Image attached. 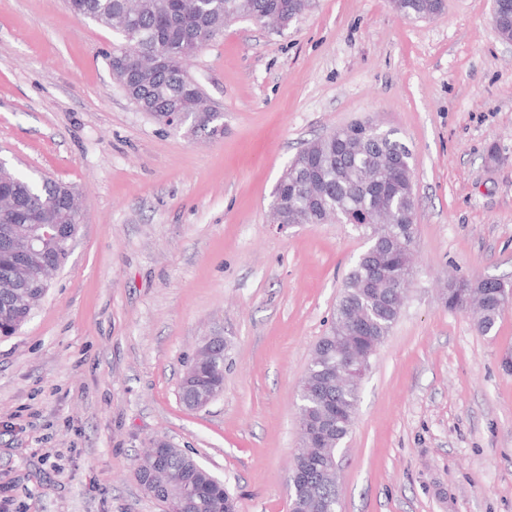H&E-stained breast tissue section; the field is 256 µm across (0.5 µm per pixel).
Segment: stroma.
I'll return each instance as SVG.
<instances>
[{
    "mask_svg": "<svg viewBox=\"0 0 512 512\" xmlns=\"http://www.w3.org/2000/svg\"><path fill=\"white\" fill-rule=\"evenodd\" d=\"M492 0L407 19L392 0H313L277 31L235 22L189 72L224 114L195 138L116 86L115 34L66 0H0V157L79 197L64 268L0 338V512H164L142 490L151 441L181 448L238 512H290L299 389L364 238L269 222L310 141L357 120L413 154L409 298L371 358L339 512H512V305L490 334L448 279L512 281V44ZM224 389L187 408L202 338Z\"/></svg>",
    "mask_w": 512,
    "mask_h": 512,
    "instance_id": "stroma-1",
    "label": "stroma"
}]
</instances>
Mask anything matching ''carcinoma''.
<instances>
[{"label":"carcinoma","mask_w":512,"mask_h":512,"mask_svg":"<svg viewBox=\"0 0 512 512\" xmlns=\"http://www.w3.org/2000/svg\"><path fill=\"white\" fill-rule=\"evenodd\" d=\"M82 17L112 30L118 40L107 54L108 67L116 71L124 61L123 52L138 41L142 64L131 100L162 119L170 112L188 115L183 127L194 137L213 139L224 125V114L204 111V90L190 82L188 67L202 49L224 33L233 21L273 23L282 27L294 21L288 14V0H76ZM166 54L163 70L154 67L157 51ZM331 133L310 142L290 163L276 184L273 199L288 209L293 224L351 222L362 235L386 233L380 243L368 244L346 277L341 297L333 312L331 326L315 345L300 390V416L311 422L332 421L331 429L315 448L316 459L305 480L290 479L297 485L300 512H336L338 452L353 425L362 380L348 375L326 379L323 370L336 369V351L357 348L370 364L372 342H382L399 319L404 304L399 289L407 287L412 275L410 248L415 230L406 223L415 214V198L407 170L410 149L393 130H382L361 150L350 152ZM0 334L12 332V315L20 310L23 294L36 293L23 280L17 258L4 247L7 236L22 239L32 229V217L41 214L45 224H66L68 195L61 183L43 179L31 181L14 169L0 168ZM472 290V300L462 299L459 289L444 295L450 309L469 310L479 333L495 327L507 302L491 279L462 280ZM359 318L367 333L358 335L351 327ZM227 346L224 340L198 354L190 366L191 395L205 401L214 399L224 385ZM163 468L191 487L184 512H236V501L224 483L178 448L164 454Z\"/></svg>","instance_id":"carcinoma-1"}]
</instances>
